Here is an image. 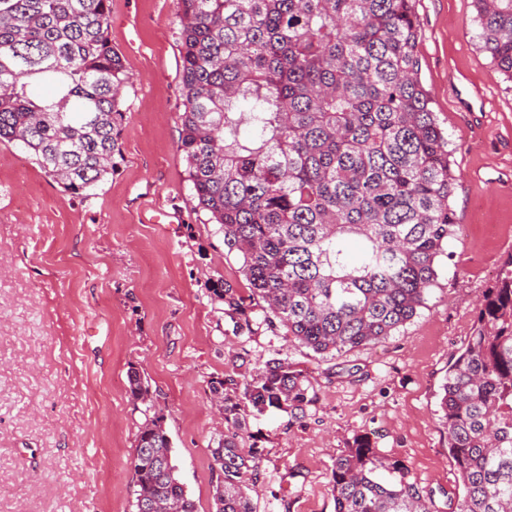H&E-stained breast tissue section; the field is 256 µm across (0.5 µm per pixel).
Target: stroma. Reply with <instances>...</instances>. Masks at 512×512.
Wrapping results in <instances>:
<instances>
[{
    "label": "stroma",
    "mask_w": 512,
    "mask_h": 512,
    "mask_svg": "<svg viewBox=\"0 0 512 512\" xmlns=\"http://www.w3.org/2000/svg\"><path fill=\"white\" fill-rule=\"evenodd\" d=\"M416 15L420 81L452 151L457 232L412 320L324 360L279 336L236 335L212 300L216 280L239 291L246 281L178 149L176 0H110L109 35L132 78L114 172L78 197L0 143V512H132L133 367L198 512H214L224 420L209 383L271 358L308 374L309 401L246 419L243 444L262 451L255 512H335L332 469L359 436L449 512L462 489L438 393L512 255V83L480 47L473 0H416Z\"/></svg>",
    "instance_id": "1"
}]
</instances>
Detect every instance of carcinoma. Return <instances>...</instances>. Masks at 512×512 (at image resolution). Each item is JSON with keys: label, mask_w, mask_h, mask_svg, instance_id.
Here are the masks:
<instances>
[{"label": "carcinoma", "mask_w": 512, "mask_h": 512, "mask_svg": "<svg viewBox=\"0 0 512 512\" xmlns=\"http://www.w3.org/2000/svg\"><path fill=\"white\" fill-rule=\"evenodd\" d=\"M109 2L0 0V142L83 197L114 170L130 82ZM473 3L482 49L512 81V0ZM176 11L186 181L247 282L245 295L212 289L233 332L262 329L323 358L388 339L425 306L456 228L448 136L418 78L415 0H176ZM309 383L282 359L210 382L227 430L211 450L216 512H255L246 410H299ZM128 389L145 406L134 512H197L134 367ZM438 407L463 489L455 512H512V256ZM332 492L335 512H438L365 437L336 459Z\"/></svg>", "instance_id": "cac0c4a2"}]
</instances>
